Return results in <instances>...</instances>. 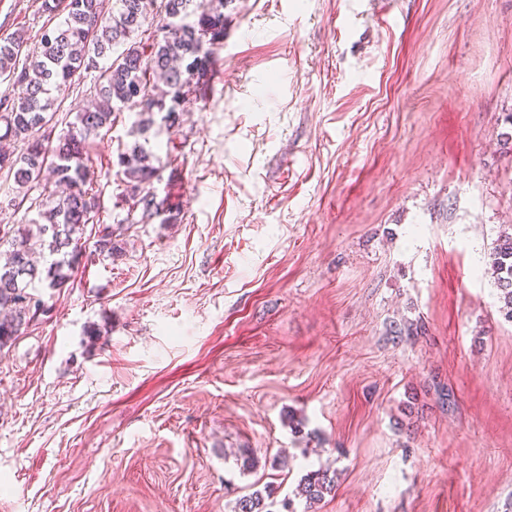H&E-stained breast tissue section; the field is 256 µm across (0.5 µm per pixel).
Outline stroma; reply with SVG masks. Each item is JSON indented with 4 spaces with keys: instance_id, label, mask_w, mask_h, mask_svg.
<instances>
[{
    "instance_id": "obj_1",
    "label": "stroma",
    "mask_w": 512,
    "mask_h": 512,
    "mask_svg": "<svg viewBox=\"0 0 512 512\" xmlns=\"http://www.w3.org/2000/svg\"><path fill=\"white\" fill-rule=\"evenodd\" d=\"M40 5L0 0V35L35 49ZM224 14L214 97L152 141L180 222L112 258L86 230L0 352V512H234L269 484L303 512L321 468L315 512H512V321L486 272L512 228V0ZM336 489V472L329 469H318L307 474L299 483L297 495L306 502V508L318 504L326 495Z\"/></svg>"
}]
</instances>
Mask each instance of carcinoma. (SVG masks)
<instances>
[{"instance_id": "obj_1", "label": "carcinoma", "mask_w": 512, "mask_h": 512, "mask_svg": "<svg viewBox=\"0 0 512 512\" xmlns=\"http://www.w3.org/2000/svg\"><path fill=\"white\" fill-rule=\"evenodd\" d=\"M228 0H41L48 16L64 18L46 28L40 50L19 64L26 41L0 37V77L21 89L0 97V139L20 152L0 153V170L13 174L17 196L30 202L38 218L17 230L0 262V351L50 312L36 284L59 291L70 281L82 252L85 227L99 223L95 251L120 253L116 231L146 224L163 208L162 223L175 224L179 211L157 199L154 183L162 166L150 147L156 125L172 131L183 113L209 99L218 49L224 41ZM96 72L90 102L66 132L52 135L54 92L81 73ZM137 114L136 141L118 154L116 176L129 205L116 225L100 223L101 195L93 185L91 141L112 128L117 114ZM39 194L31 196V191ZM48 255L39 267L35 257ZM489 271L500 291L501 311L512 321V233L501 232L490 253ZM336 489V473L318 469L299 483L297 495L313 506ZM255 492L238 500V512H272Z\"/></svg>"}]
</instances>
